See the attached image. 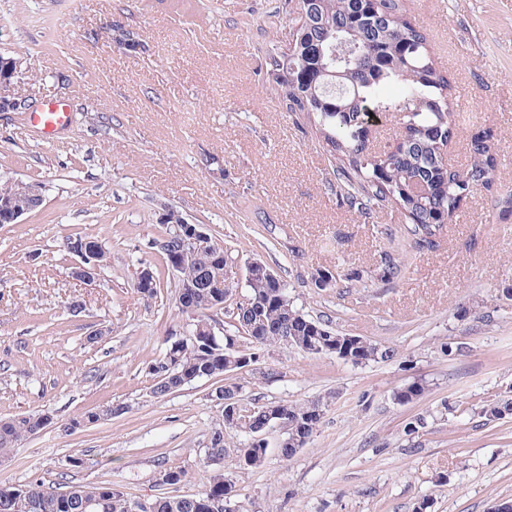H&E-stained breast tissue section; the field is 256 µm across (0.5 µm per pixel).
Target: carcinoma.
<instances>
[{
  "label": "carcinoma",
  "instance_id": "1",
  "mask_svg": "<svg viewBox=\"0 0 512 512\" xmlns=\"http://www.w3.org/2000/svg\"><path fill=\"white\" fill-rule=\"evenodd\" d=\"M302 13L289 30L286 50L270 57L269 77L278 86L288 111L306 117L327 150L342 162L340 174L349 206L369 215L386 203L395 205L409 219L405 234L409 245L419 251L439 246L444 224L452 220L467 189L490 185L496 168L493 146L479 138L468 144L469 163L464 169L448 165L444 147L456 129L457 108L451 98L452 84L440 68L428 34L405 14L403 0H303ZM339 44L350 52L351 62L338 69L329 49ZM338 70L340 76L327 72ZM397 89L391 98L387 91ZM397 112L401 129L392 149L376 153L360 136V120L366 108ZM87 242L96 262L106 260L107 251L98 241L79 233L66 237L64 251ZM164 263L181 247L175 229L169 226L156 241ZM382 277L399 275L401 264L390 251L378 253ZM228 256L214 244L180 272L179 303L190 319L189 334L168 344L163 357L149 369L155 379L152 391L159 396L200 379H217L224 374L227 336L243 338L251 345L249 361L256 364L260 351L288 337L292 346L310 355L351 354L352 364L362 365L393 357V351L366 338L352 343L328 325L301 314L286 288H274L261 278H246V299L251 309L234 315V332L215 337L197 336L201 324L214 322L213 313L226 309V295L233 287L210 288L207 282H224ZM320 399L304 404H286L280 416L269 404L254 406L237 418L256 434L279 426L285 459L307 446L316 433L323 410ZM49 423L42 413L0 419V457L9 455L19 441L37 434ZM238 425L230 415L215 428L204 448L201 464L205 481L200 491L183 502L181 495L155 498L154 512H217L233 480L212 468L209 458L233 457L238 466L259 468L267 449L250 443L249 437L234 440L230 432ZM22 495L31 502L29 512H80L83 499L100 501L99 512H129L128 497L105 481L78 485L67 491L35 484L25 488L0 484V512H11V499Z\"/></svg>",
  "mask_w": 512,
  "mask_h": 512
}]
</instances>
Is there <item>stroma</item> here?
Listing matches in <instances>:
<instances>
[{"label":"stroma","mask_w":512,"mask_h":512,"mask_svg":"<svg viewBox=\"0 0 512 512\" xmlns=\"http://www.w3.org/2000/svg\"><path fill=\"white\" fill-rule=\"evenodd\" d=\"M295 2L0 0V53L21 61L12 92L38 109L71 108L49 139L25 113L0 112V182H34L44 195L39 210L0 225V418L52 417L0 458V483L109 481L152 499L160 471L177 466L179 493L199 490L202 450L222 422L218 382L158 397L148 373L167 338L189 330L178 278L155 247L170 208L224 248L234 296L249 262L263 260L301 313L393 352L355 365L276 344L233 375L245 407L328 400L292 458L280 456L275 427L264 466L225 459L244 512H493L512 500V414H481L512 400V0H404L467 103L449 163H465L471 138L488 131L497 166L439 248L400 253L390 281L378 251L402 238L404 215L385 205L364 217L343 201L338 160L267 76ZM117 24L138 33L140 50L116 44ZM74 233L108 250L93 279L77 278L63 250ZM146 267L160 272L150 299L135 287ZM320 269L338 272L335 285L312 286ZM414 382L424 394L398 401ZM116 403L121 416L71 427ZM420 415L425 428L407 437Z\"/></svg>","instance_id":"obj_1"}]
</instances>
